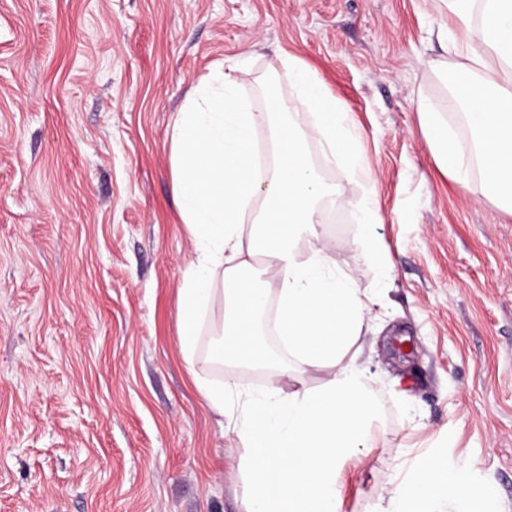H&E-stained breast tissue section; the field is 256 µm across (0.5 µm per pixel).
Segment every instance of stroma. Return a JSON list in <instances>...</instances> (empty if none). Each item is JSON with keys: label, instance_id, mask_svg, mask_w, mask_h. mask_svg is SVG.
Instances as JSON below:
<instances>
[{"label": "stroma", "instance_id": "35a3bbf8", "mask_svg": "<svg viewBox=\"0 0 512 512\" xmlns=\"http://www.w3.org/2000/svg\"><path fill=\"white\" fill-rule=\"evenodd\" d=\"M435 0H0V512H243L245 445L178 350L194 258L173 191L172 127L193 85L240 62L297 98L288 57L335 95L369 170L307 142L322 183L371 197L382 264L357 223H321L339 271L370 289L351 348L374 378L367 448L340 512H372L440 452L512 512V214L480 174L438 165L418 123L455 124L457 75ZM390 274H383V267Z\"/></svg>", "mask_w": 512, "mask_h": 512}]
</instances>
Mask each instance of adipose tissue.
I'll list each match as a JSON object with an SVG mask.
<instances>
[{
	"label": "adipose tissue",
	"mask_w": 512,
	"mask_h": 512,
	"mask_svg": "<svg viewBox=\"0 0 512 512\" xmlns=\"http://www.w3.org/2000/svg\"><path fill=\"white\" fill-rule=\"evenodd\" d=\"M443 35L454 68L467 81L468 137L455 135L428 99L419 125L439 165L459 185L479 172L487 191L512 208V0H442ZM302 95L315 110L311 128L269 125L274 143L269 176L258 173L260 117L239 102L236 80L215 70L198 84L172 128L174 191L194 259L179 290V350L192 361L207 310L222 303L208 344L213 364L235 369L273 362L259 338L258 319L277 297L276 327L293 363L277 365L264 391L245 397L243 417L227 431L248 449L249 492L244 512H338L342 463L366 446L375 412L371 377L348 352L364 327L365 291L337 272L322 248L307 260L298 240L314 234L317 200L325 190L306 155L308 139L323 138L346 156L349 174L366 164L335 96L297 58H289ZM223 287H213L216 268ZM274 363V362H273ZM332 369L321 387L287 390L310 369ZM457 476L432 455L411 479L397 484L373 512H445L459 503Z\"/></svg>",
	"instance_id": "ef3b65f1"
}]
</instances>
